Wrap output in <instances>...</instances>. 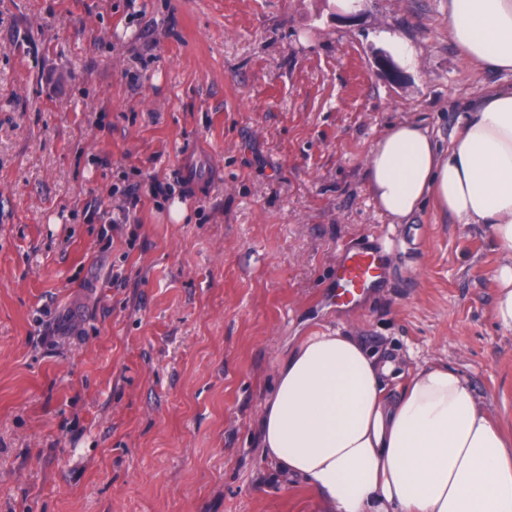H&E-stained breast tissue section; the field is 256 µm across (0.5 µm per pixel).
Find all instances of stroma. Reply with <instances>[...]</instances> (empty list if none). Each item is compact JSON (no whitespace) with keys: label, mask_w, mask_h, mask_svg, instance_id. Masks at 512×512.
<instances>
[{"label":"stroma","mask_w":512,"mask_h":512,"mask_svg":"<svg viewBox=\"0 0 512 512\" xmlns=\"http://www.w3.org/2000/svg\"><path fill=\"white\" fill-rule=\"evenodd\" d=\"M386 31L416 68L378 71ZM511 86L449 42L448 0H0V512H323L256 417L330 328L393 364L389 395L442 363L512 430L489 234L428 202L392 223L365 174L392 125L444 150ZM191 139L211 172L186 197ZM362 244L387 276L342 309ZM385 37L389 40L396 55L403 64L410 67H416L418 65L416 49L409 40L391 33H385ZM384 276L385 259L380 250L373 247L345 248L333 277L338 306H356L382 283Z\"/></svg>","instance_id":"stroma-1"}]
</instances>
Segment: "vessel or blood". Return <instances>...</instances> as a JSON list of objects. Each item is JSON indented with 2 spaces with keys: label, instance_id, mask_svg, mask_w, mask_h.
<instances>
[{
  "label": "vessel or blood",
  "instance_id": "vessel-or-blood-1",
  "mask_svg": "<svg viewBox=\"0 0 512 512\" xmlns=\"http://www.w3.org/2000/svg\"><path fill=\"white\" fill-rule=\"evenodd\" d=\"M202 157L198 147L189 145L180 150V174L192 191L202 190L206 182L197 174ZM385 276V259L373 247L344 249L334 272V286L340 307L356 306L372 289L377 288Z\"/></svg>",
  "mask_w": 512,
  "mask_h": 512
}]
</instances>
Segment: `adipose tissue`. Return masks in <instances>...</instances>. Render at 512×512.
<instances>
[{
    "mask_svg": "<svg viewBox=\"0 0 512 512\" xmlns=\"http://www.w3.org/2000/svg\"><path fill=\"white\" fill-rule=\"evenodd\" d=\"M448 37L467 61L512 72V0H448ZM366 173L392 220L430 199L489 231L502 258L493 316L511 332L512 87L466 112L445 151L418 124L390 127ZM389 372L348 330L304 339L279 363L257 418L263 457L301 477L326 512H512V444L465 378L429 363L389 400Z\"/></svg>",
    "mask_w": 512,
    "mask_h": 512,
    "instance_id": "obj_1",
    "label": "adipose tissue"
}]
</instances>
